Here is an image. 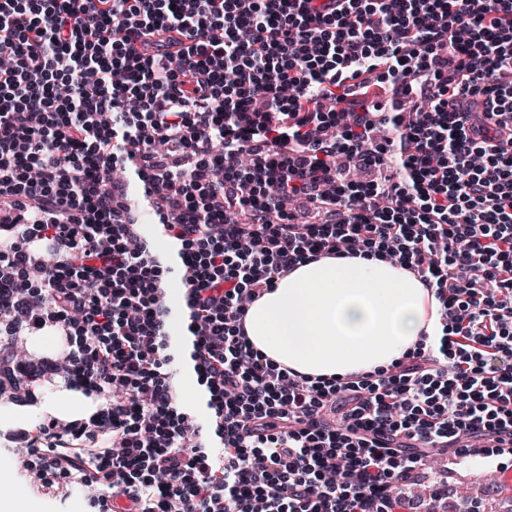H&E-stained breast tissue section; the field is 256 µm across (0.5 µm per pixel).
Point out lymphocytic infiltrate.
<instances>
[{
    "mask_svg": "<svg viewBox=\"0 0 512 512\" xmlns=\"http://www.w3.org/2000/svg\"><path fill=\"white\" fill-rule=\"evenodd\" d=\"M365 248L434 296L427 351L314 382L253 350L277 280ZM59 383L89 417L0 445L86 512H414L430 450L512 453V0H0V399ZM152 240V244L154 247L155 252L159 254H167L172 266L174 267V270L172 274L170 275L168 279V284L170 288V297L167 296L168 304L172 307L173 315H178L179 319L173 321L172 318H170L169 324H168V330L170 336L173 338V342L177 349H181L185 344V339L183 336H186L187 334V322H188V312L185 307V302L183 298V291L180 287V275L176 269V260L177 255L174 252H166L164 248L166 246H173L171 242H169L166 238H163L159 232L155 233L154 235L148 237ZM177 290L179 292V295L177 297H173V292ZM180 312L183 313L184 321L180 315ZM174 336V337H173ZM180 338H175L179 337ZM168 370L174 379L177 388L181 394L184 403L191 409L199 412L203 411L202 404L198 401H193L189 397L187 385H189V378L187 370L185 369L184 357L176 356L168 366Z\"/></svg>",
    "mask_w": 512,
    "mask_h": 512,
    "instance_id": "obj_1",
    "label": "lymphocytic infiltrate"
}]
</instances>
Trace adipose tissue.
Returning <instances> with one entry per match:
<instances>
[{
  "label": "adipose tissue",
  "instance_id": "1",
  "mask_svg": "<svg viewBox=\"0 0 512 512\" xmlns=\"http://www.w3.org/2000/svg\"><path fill=\"white\" fill-rule=\"evenodd\" d=\"M431 297L414 274L364 251L299 264L245 319L255 351L313 379L385 373L433 335Z\"/></svg>",
  "mask_w": 512,
  "mask_h": 512
}]
</instances>
